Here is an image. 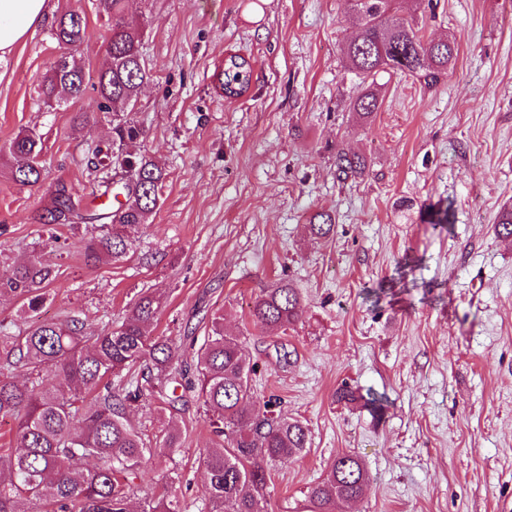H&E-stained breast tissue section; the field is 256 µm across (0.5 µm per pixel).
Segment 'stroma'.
<instances>
[{
  "label": "stroma",
  "mask_w": 512,
  "mask_h": 512,
  "mask_svg": "<svg viewBox=\"0 0 512 512\" xmlns=\"http://www.w3.org/2000/svg\"><path fill=\"white\" fill-rule=\"evenodd\" d=\"M52 16L83 11L88 40L75 59L89 81L108 63L106 19L95 0H49ZM427 40L454 38L458 54L439 85L382 75L380 107L361 123L360 89L340 49L361 30L349 0H126L143 26L151 71L132 112L142 154L166 173L149 223L129 227L120 262L88 263L91 226L43 228L57 181L90 193L86 167L112 139V115L95 90L71 128L66 107L47 106L41 82L58 49L43 24L0 58V277L32 258L58 276L38 313L0 299L11 333L33 320L80 318L120 325L141 294L163 297L154 336H206L223 317L256 370L257 400L276 399L303 421L301 456L277 462L267 512H300L305 494L338 455L357 456L370 482L336 512H504L512 505V245L494 225L512 201V0H395ZM251 62L247 92H217L214 70ZM33 129L44 141L39 185L21 186L5 165L10 139ZM371 160L340 180L334 152ZM451 206V227L427 212ZM320 210L330 238L306 230ZM288 279L301 296L290 329L256 325L249 306ZM385 401L382 415L334 402L341 384ZM145 442L182 432L174 453L154 456L133 482L134 500H178L201 512L202 449L215 437L196 393L128 411Z\"/></svg>",
  "instance_id": "35a3bbf8"
}]
</instances>
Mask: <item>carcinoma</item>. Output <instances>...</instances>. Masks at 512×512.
I'll use <instances>...</instances> for the list:
<instances>
[{
    "instance_id": "1",
    "label": "carcinoma",
    "mask_w": 512,
    "mask_h": 512,
    "mask_svg": "<svg viewBox=\"0 0 512 512\" xmlns=\"http://www.w3.org/2000/svg\"><path fill=\"white\" fill-rule=\"evenodd\" d=\"M125 0H96L99 15L111 21L107 41L108 67L98 75L96 90L102 109L112 114V144L91 152L87 165L100 175L103 196L118 197L115 208L90 211L64 181L55 185L53 203L39 223H91L85 253L89 263L120 261L132 250L127 228L147 223L162 198L163 169L129 150L142 136L140 126L125 115L141 86L150 79L141 54V26L127 17ZM393 0H355L361 33L341 52L349 68L362 76L363 86L352 102L357 119L368 123L379 108L377 77L413 76L428 87L448 73L458 47L454 39L425 41L413 20L390 15ZM88 21L77 10L61 14L51 28L60 56L53 60L42 84L46 102L73 105L85 93L83 70L72 53L86 43ZM247 62H231L223 71L222 89L246 90ZM43 141L32 130L9 144L13 181L35 186L41 179ZM336 172L362 177L367 157L336 148ZM428 223H454L448 206L428 214ZM335 221L327 212L310 217L308 230L327 239ZM497 237L512 241V205L503 207L494 227ZM58 275L56 266L39 258L19 265L0 278V296L20 298L31 312L46 300V287ZM161 308V297L144 295L130 304L116 329L87 330L77 319L34 322L19 336L0 322V346L18 353L17 363L30 384L19 385L13 364L0 369V416L15 421L7 459L0 461V512H28L52 492L51 512H133V479L143 461L180 447L181 432L171 429L149 447L127 419V409L140 401L179 400L178 388L197 393L213 432L216 447L200 453L210 512H265V495L273 463L297 456L307 448L309 430L298 419L274 414L273 401L254 398L249 384L256 365L247 359L242 342L224 334L214 318L208 336L195 352L194 369L182 366L183 345L166 336H152L148 325ZM301 297L286 279L262 292L250 305L253 322L288 330L299 320ZM369 475L354 455L332 460L326 476L311 485L302 512H336V505L358 499ZM139 512H181L178 501L165 496L146 499Z\"/></svg>"
}]
</instances>
